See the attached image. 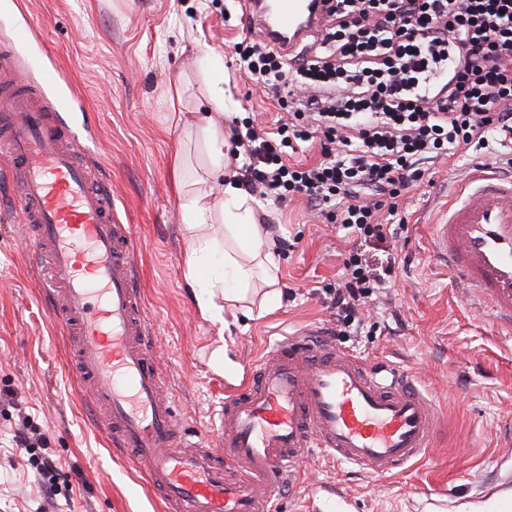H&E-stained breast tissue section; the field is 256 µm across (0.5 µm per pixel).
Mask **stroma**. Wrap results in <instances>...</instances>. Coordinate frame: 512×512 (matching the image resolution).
Listing matches in <instances>:
<instances>
[{"instance_id": "35a3bbf8", "label": "stroma", "mask_w": 512, "mask_h": 512, "mask_svg": "<svg viewBox=\"0 0 512 512\" xmlns=\"http://www.w3.org/2000/svg\"><path fill=\"white\" fill-rule=\"evenodd\" d=\"M240 0H0V42L31 25L62 71L53 95L84 115L98 143L120 223L142 242L137 258L156 360L173 380L182 424L204 431L211 412L247 362L302 327L334 332L321 298L339 282L353 246L346 230L324 223L305 199H265L261 223L278 236L281 304L218 330L203 318L184 279V228L175 158L187 182L203 176L207 152L187 120L205 114L207 56L224 58V92L236 102L225 120L255 115L275 124L282 109L240 65ZM477 158L429 162L430 183L402 199L406 224L388 244L365 251L375 266L394 258L391 286L364 313L360 333L337 346L367 364L410 371L440 411L426 458L393 476H376L318 455L284 486L277 512H330L327 488L346 495L347 512H430L458 497L455 512H479L476 497L512 459V335L469 309L440 258L431 225L455 181ZM0 160V512H164L130 453L110 450L76 393L69 341L49 318L30 266L25 226ZM226 345L229 368L211 353ZM41 441L17 445L18 432ZM50 471L39 468L41 460Z\"/></svg>"}]
</instances>
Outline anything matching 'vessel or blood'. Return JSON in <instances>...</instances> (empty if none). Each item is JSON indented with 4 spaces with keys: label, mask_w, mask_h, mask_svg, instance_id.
<instances>
[{
    "label": "vessel or blood",
    "mask_w": 512,
    "mask_h": 512,
    "mask_svg": "<svg viewBox=\"0 0 512 512\" xmlns=\"http://www.w3.org/2000/svg\"><path fill=\"white\" fill-rule=\"evenodd\" d=\"M243 23L285 55L321 25V0H244ZM90 137L73 113L35 90L0 109V157L36 255L50 316L98 431L132 462L166 512H272L295 469L320 449L387 475L422 458L438 424L414 378L338 349L324 332L287 334L250 364L221 403L212 445L181 426L144 311L134 228L114 215L112 189L90 167ZM467 305L512 334V174L471 171L435 226Z\"/></svg>",
    "instance_id": "vessel-or-blood-1"
}]
</instances>
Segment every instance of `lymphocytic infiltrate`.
I'll return each instance as SVG.
<instances>
[{
    "label": "lymphocytic infiltrate",
    "mask_w": 512,
    "mask_h": 512,
    "mask_svg": "<svg viewBox=\"0 0 512 512\" xmlns=\"http://www.w3.org/2000/svg\"><path fill=\"white\" fill-rule=\"evenodd\" d=\"M319 51L287 60L262 40L237 53L287 110L270 130L231 126L237 179L283 204L305 198L354 247L323 302L360 329L386 290L363 248L386 241L426 161L475 153L512 169V0H323ZM319 158L290 161L307 145Z\"/></svg>",
    "instance_id": "f902f5d3"
}]
</instances>
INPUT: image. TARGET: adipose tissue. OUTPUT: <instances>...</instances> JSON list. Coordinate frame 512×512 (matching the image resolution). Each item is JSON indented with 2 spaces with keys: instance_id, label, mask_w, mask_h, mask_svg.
<instances>
[{
  "instance_id": "ef3b65f1",
  "label": "adipose tissue",
  "mask_w": 512,
  "mask_h": 512,
  "mask_svg": "<svg viewBox=\"0 0 512 512\" xmlns=\"http://www.w3.org/2000/svg\"><path fill=\"white\" fill-rule=\"evenodd\" d=\"M213 104L216 112L201 131L210 159L207 175L223 180L224 197L217 202L190 189L181 198V209L186 226L184 278L195 290L201 315L220 325L229 308L247 318L269 311L280 302L281 290L275 243L257 222L259 202L224 173L223 89H216ZM217 217L224 224L220 233L213 223ZM259 280L266 286L261 294L255 290Z\"/></svg>"
}]
</instances>
